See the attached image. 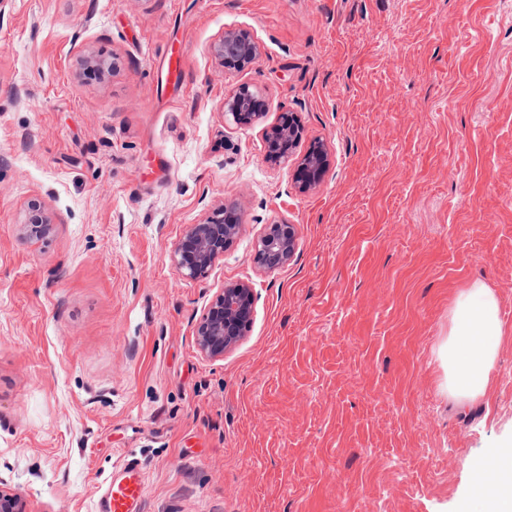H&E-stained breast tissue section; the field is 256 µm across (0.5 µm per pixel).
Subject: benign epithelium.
Instances as JSON below:
<instances>
[{
	"label": "benign epithelium",
	"mask_w": 512,
	"mask_h": 512,
	"mask_svg": "<svg viewBox=\"0 0 512 512\" xmlns=\"http://www.w3.org/2000/svg\"><path fill=\"white\" fill-rule=\"evenodd\" d=\"M211 53L224 71H238L256 63L260 46L244 30L227 31L211 46ZM225 116L237 125H253L265 115L260 92L240 84L224 98ZM301 126L297 116L284 112L280 121L265 131L266 159L279 165L290 159L299 147ZM329 167L327 148L321 142L311 144L292 169V183L301 192L319 186ZM26 235L39 239L51 227L49 215L37 204L23 215ZM240 216L232 206L213 212L203 222L192 224L179 240L173 254L177 271L188 278H204L240 230ZM298 227L286 220L266 225L253 252V262L266 272H274L295 255ZM254 289L245 282L224 284V289L206 307L195 328L199 351L210 358H220L235 347L250 329L255 314Z\"/></svg>",
	"instance_id": "benign-epithelium-1"
}]
</instances>
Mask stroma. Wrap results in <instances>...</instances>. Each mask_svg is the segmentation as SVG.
<instances>
[{
  "instance_id": "obj_1",
  "label": "stroma",
  "mask_w": 512,
  "mask_h": 512,
  "mask_svg": "<svg viewBox=\"0 0 512 512\" xmlns=\"http://www.w3.org/2000/svg\"><path fill=\"white\" fill-rule=\"evenodd\" d=\"M228 30L257 63L224 72ZM99 52L113 73L83 75ZM242 83L250 126L224 119ZM284 112L328 150L314 190L265 159ZM34 203L54 226L31 240ZM227 204L238 236L183 277L180 237ZM279 219L298 247L269 273ZM236 281L252 327L206 357L196 324ZM477 281L505 335L458 400L439 351ZM511 445L512 0H0V489L96 512L133 448L144 512H456ZM211 53L224 67V72L238 71L256 63L260 56V46L244 30L227 31L211 46ZM224 114L237 125H253L265 115L260 92L248 84H240L224 98ZM298 240L296 224L286 220H275L267 224L254 247V264L266 272L283 268L295 255Z\"/></svg>"
}]
</instances>
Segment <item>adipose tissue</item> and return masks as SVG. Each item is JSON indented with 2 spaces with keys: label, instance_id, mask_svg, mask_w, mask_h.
I'll return each instance as SVG.
<instances>
[{
  "label": "adipose tissue",
  "instance_id": "1",
  "mask_svg": "<svg viewBox=\"0 0 512 512\" xmlns=\"http://www.w3.org/2000/svg\"><path fill=\"white\" fill-rule=\"evenodd\" d=\"M503 333L490 288L476 282L457 295L448 340L440 352L450 396L463 400L486 395ZM490 470L495 473L491 482L486 479ZM458 512H512V448L493 449L474 467Z\"/></svg>",
  "mask_w": 512,
  "mask_h": 512
}]
</instances>
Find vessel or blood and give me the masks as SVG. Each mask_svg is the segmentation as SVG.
I'll list each match as a JSON object with an SVG mask.
<instances>
[{"instance_id": "b4317fda", "label": "vessel or blood", "mask_w": 512, "mask_h": 512, "mask_svg": "<svg viewBox=\"0 0 512 512\" xmlns=\"http://www.w3.org/2000/svg\"><path fill=\"white\" fill-rule=\"evenodd\" d=\"M145 487L143 464L134 449H126L101 487L98 512H141Z\"/></svg>"}]
</instances>
